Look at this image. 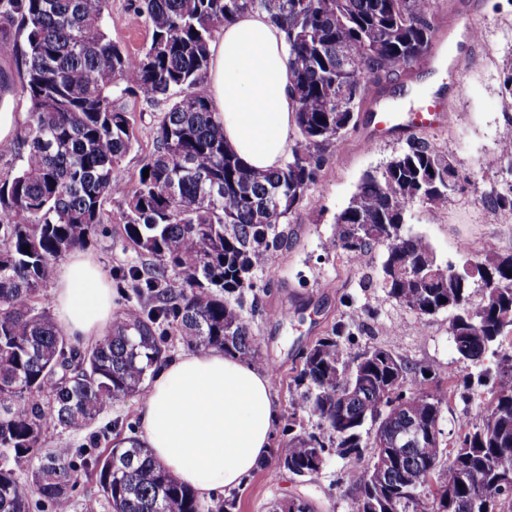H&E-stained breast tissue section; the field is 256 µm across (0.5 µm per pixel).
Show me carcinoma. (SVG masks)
I'll return each instance as SVG.
<instances>
[{
  "instance_id": "obj_1",
  "label": "carcinoma",
  "mask_w": 512,
  "mask_h": 512,
  "mask_svg": "<svg viewBox=\"0 0 512 512\" xmlns=\"http://www.w3.org/2000/svg\"><path fill=\"white\" fill-rule=\"evenodd\" d=\"M432 0H139L149 44L128 53L105 31L112 0H0L23 37L16 92L28 102L24 128L7 151L18 167L0 179V512L69 499L92 477L111 512H211L134 437L116 425L90 431L113 404L138 391L164 357L169 335L193 349L259 359L253 317L261 302L254 270L288 240L283 224L311 191L326 156L355 124L371 76L392 80L425 55L438 25ZM264 11L288 45L295 140L276 170H256L224 144L208 96L199 91L215 32ZM164 106L154 153L133 190L115 170L136 142L122 104ZM149 169V176L143 175ZM452 155L415 137L381 169L364 173L336 216L327 251L362 264L385 247L379 280L419 316L450 315L458 357L496 385L474 418L450 434L441 423L458 379L381 346L350 355L345 325L315 341L294 377L284 432L288 471L312 476L331 453L348 460L343 482L354 512H512V254L470 260L485 290L442 264L430 243L405 231L415 203L439 213L463 188ZM122 206L123 238L159 262L124 282L140 307L81 346L57 327L42 294L55 262L84 247L103 224V204ZM512 214V186L487 198ZM29 246V252L23 246ZM407 380L406 410L387 412L393 380ZM350 380L341 397V383ZM320 420L308 432L297 410ZM373 437L363 439L366 426ZM88 433L77 448L45 446L55 431ZM419 447H392L406 431ZM386 465V483L371 471ZM428 473L431 487L413 478Z\"/></svg>"
}]
</instances>
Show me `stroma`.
<instances>
[{"instance_id":"obj_1","label":"stroma","mask_w":512,"mask_h":512,"mask_svg":"<svg viewBox=\"0 0 512 512\" xmlns=\"http://www.w3.org/2000/svg\"><path fill=\"white\" fill-rule=\"evenodd\" d=\"M433 10L440 32L465 44L468 36L464 29L452 27L451 21L472 13L479 33L477 47L466 44L455 60L443 59L440 49L432 48L398 80L372 86L355 128L327 156L319 172L313 190L315 205H302L289 216L287 246L254 273L262 302L253 324L260 364L277 369L273 387L281 410H288L296 395L291 382L303 354L343 320L348 323L346 345L351 352L383 346L419 366L432 365L457 377L468 372L449 335L447 314L420 317L378 287L382 252H375L371 261L359 266L326 250L336 229L335 217L362 174L383 166L407 146L404 133L368 144L376 111L382 107L392 112L409 109L403 87L420 84L434 74V64L441 60L445 69L439 101L452 108L451 121L440 127L418 128L415 134L447 148L467 183L439 214H430L422 204L412 206L405 229L425 237L441 262L456 269L468 254L476 256L490 249L512 253V216L486 203L487 196L505 189L506 179L499 170L482 164L483 156L493 152L502 138L512 136V102L500 92L503 70L512 66V0H433ZM107 31L113 41L133 53L149 41V32L131 0H112ZM125 108L137 141L116 174L131 187L144 159L153 151L159 111L133 97L126 98ZM103 208L104 232L95 236L87 249L112 283L113 314L118 317L138 305L136 296L120 281L122 271L143 266L148 259L126 246L118 201L106 200ZM346 467V460L333 454L319 474L299 477L268 462L231 490L234 512H272L275 504L298 496L308 501L314 512H352L353 495L340 482Z\"/></svg>"}]
</instances>
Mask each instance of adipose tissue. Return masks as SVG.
I'll list each match as a JSON object with an SVG mask.
<instances>
[{"mask_svg":"<svg viewBox=\"0 0 512 512\" xmlns=\"http://www.w3.org/2000/svg\"><path fill=\"white\" fill-rule=\"evenodd\" d=\"M205 79L224 142L248 166H281L294 145L288 47L266 13L225 24ZM55 321L68 336L97 340L112 321L113 290L99 262L79 249L58 266ZM279 406L268 372L219 351L163 361L138 409L139 438L202 496L233 489L268 461Z\"/></svg>","mask_w":512,"mask_h":512,"instance_id":"1","label":"adipose tissue"}]
</instances>
